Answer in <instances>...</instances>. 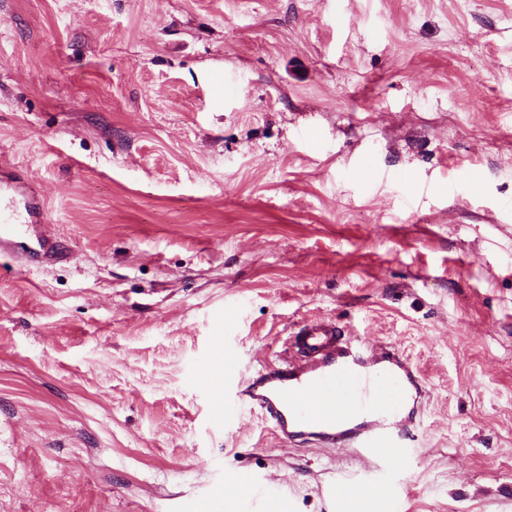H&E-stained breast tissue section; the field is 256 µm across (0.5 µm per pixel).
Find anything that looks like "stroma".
Returning a JSON list of instances; mask_svg holds the SVG:
<instances>
[{
  "mask_svg": "<svg viewBox=\"0 0 512 512\" xmlns=\"http://www.w3.org/2000/svg\"><path fill=\"white\" fill-rule=\"evenodd\" d=\"M0 198V512H512V0H0ZM320 319L422 371L397 469L210 368Z\"/></svg>",
  "mask_w": 512,
  "mask_h": 512,
  "instance_id": "1",
  "label": "stroma"
}]
</instances>
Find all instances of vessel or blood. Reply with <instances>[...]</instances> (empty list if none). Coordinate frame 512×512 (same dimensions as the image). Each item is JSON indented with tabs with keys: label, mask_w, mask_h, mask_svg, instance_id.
<instances>
[{
	"label": "vessel or blood",
	"mask_w": 512,
	"mask_h": 512,
	"mask_svg": "<svg viewBox=\"0 0 512 512\" xmlns=\"http://www.w3.org/2000/svg\"><path fill=\"white\" fill-rule=\"evenodd\" d=\"M290 347L289 357L255 370L241 390L277 437L400 463L425 396L420 370L393 347L349 341L332 322L306 323Z\"/></svg>",
	"instance_id": "vessel-or-blood-1"
}]
</instances>
